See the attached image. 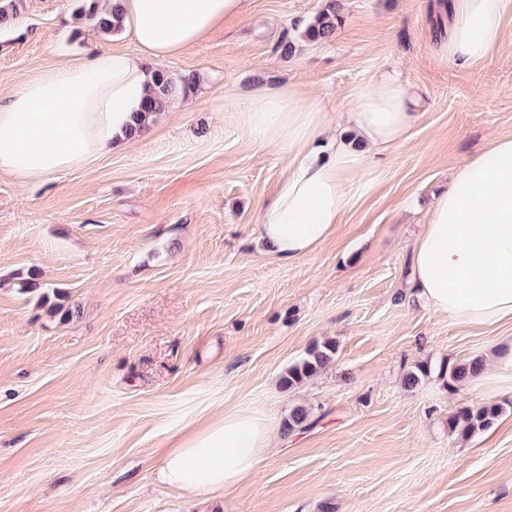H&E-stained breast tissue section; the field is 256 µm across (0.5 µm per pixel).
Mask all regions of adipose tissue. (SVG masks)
<instances>
[{"mask_svg":"<svg viewBox=\"0 0 512 512\" xmlns=\"http://www.w3.org/2000/svg\"><path fill=\"white\" fill-rule=\"evenodd\" d=\"M118 6L136 52L76 58L0 94V172L27 181L79 169L129 147V127L156 63L180 58L221 29L246 0H101ZM448 56L483 60L500 41L512 0H451ZM421 114L413 93L385 72L355 94L341 130L335 113L298 87H260L234 100L232 120L289 158L258 235L278 257L312 253L352 207L356 175L402 143ZM410 297L461 323L512 324V138L491 141L434 200L411 249ZM257 412L215 418L161 457L159 482L220 494L249 476L273 445Z\"/></svg>","mask_w":512,"mask_h":512,"instance_id":"adipose-tissue-1","label":"adipose tissue"}]
</instances>
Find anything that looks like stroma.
<instances>
[{
    "label": "stroma",
    "mask_w": 512,
    "mask_h": 512,
    "mask_svg": "<svg viewBox=\"0 0 512 512\" xmlns=\"http://www.w3.org/2000/svg\"><path fill=\"white\" fill-rule=\"evenodd\" d=\"M449 0H343L328 41L301 33L322 0H247L162 67L190 98L127 149L36 181L0 174V512H512V385L448 389L441 364L488 358L512 324L474 327L406 304L431 197L491 139L512 137V13L464 67L436 27ZM78 0H22L0 28V88L73 57L133 51ZM290 37L295 48L278 46ZM419 99L332 236L288 261L256 224L288 165L228 116L235 97L301 84L338 116L384 71ZM35 277L36 291L20 279ZM63 304L78 314L61 320ZM336 360L294 386L308 349ZM425 365L415 389L406 371ZM496 404L464 439L448 419ZM312 423L283 426L292 409ZM256 411L275 446L217 497L155 480L163 453L226 412Z\"/></svg>",
    "instance_id": "obj_1"
}]
</instances>
